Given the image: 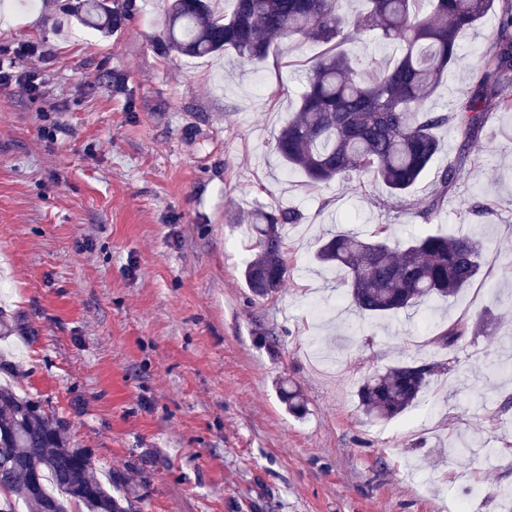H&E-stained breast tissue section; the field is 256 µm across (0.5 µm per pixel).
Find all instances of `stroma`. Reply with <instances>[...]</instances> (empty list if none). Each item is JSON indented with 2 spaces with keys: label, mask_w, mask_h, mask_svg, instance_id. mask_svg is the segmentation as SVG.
Instances as JSON below:
<instances>
[{
  "label": "stroma",
  "mask_w": 512,
  "mask_h": 512,
  "mask_svg": "<svg viewBox=\"0 0 512 512\" xmlns=\"http://www.w3.org/2000/svg\"><path fill=\"white\" fill-rule=\"evenodd\" d=\"M16 15L0 0V44L37 42L19 73L39 94L0 92V370L20 394L62 414L101 473L125 477L137 512H504L512 488V112L494 113L470 145V175L429 231L483 244L476 280L390 325L348 310L342 271L311 261L338 229L392 225L386 190L367 181L309 185L274 138L321 51L274 40L261 68L158 52L166 0H133L111 38L78 24L71 0ZM490 10L461 39V58L430 104L469 91L492 40ZM440 151L424 197L462 138ZM490 213L473 210V202ZM299 209L285 235L288 278L261 299L242 271L259 206ZM484 319L452 347L438 327ZM440 365L419 404L368 420L363 379L400 361ZM299 388L303 418L280 399ZM467 445L458 455L451 443Z\"/></svg>",
  "instance_id": "stroma-1"
}]
</instances>
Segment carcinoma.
Masks as SVG:
<instances>
[{
	"mask_svg": "<svg viewBox=\"0 0 512 512\" xmlns=\"http://www.w3.org/2000/svg\"><path fill=\"white\" fill-rule=\"evenodd\" d=\"M499 2L496 36L483 48L474 89L448 112L429 105L448 71L459 61L460 38ZM171 0L156 47L167 56L206 57L230 52L258 65L275 38L307 39L324 46L304 76L298 107L279 131L275 150L289 170L314 186L367 176L387 191L396 214L426 221L448 205V194L468 174L466 146L478 139L490 110L512 112V0H366L365 12L349 17L344 0ZM132 0H76L81 20L108 34L123 26ZM375 32L398 56L378 63L362 78L358 59L340 50ZM450 123L464 149L421 199L413 197L440 149L436 131ZM301 212L275 207L252 216L255 255L243 277L254 295L279 294L288 274L285 228ZM482 246L470 235L418 233L406 240L379 224L366 237L349 230L330 234L315 260L345 273V300L359 312L386 320L429 299L445 300L479 274ZM467 332L459 322L438 333L444 346ZM419 364L400 362L364 379L358 391L363 414L390 422L411 408L430 383ZM280 396L295 417L306 414L303 395L292 386ZM67 422L40 402L0 386V512H132L131 501L112 492L123 480L98 476L92 453L72 445Z\"/></svg>",
	"mask_w": 512,
	"mask_h": 512,
	"instance_id": "obj_1",
	"label": "carcinoma"
}]
</instances>
